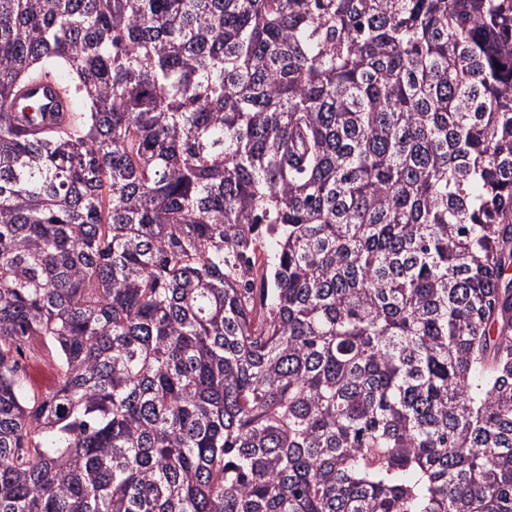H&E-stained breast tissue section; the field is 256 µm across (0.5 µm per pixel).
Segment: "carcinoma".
I'll return each instance as SVG.
<instances>
[{
	"label": "carcinoma",
	"instance_id": "obj_1",
	"mask_svg": "<svg viewBox=\"0 0 512 512\" xmlns=\"http://www.w3.org/2000/svg\"><path fill=\"white\" fill-rule=\"evenodd\" d=\"M0 512H512V0H0ZM48 86V87H47ZM28 89H36L37 93L32 96H22L20 99L25 101H46V88L51 89L54 99L51 101L49 106L51 107L50 112H73L70 107L68 98L64 95L63 91L60 90L50 76L42 75L38 79L32 81L28 86ZM56 93V95H54Z\"/></svg>",
	"mask_w": 512,
	"mask_h": 512
}]
</instances>
